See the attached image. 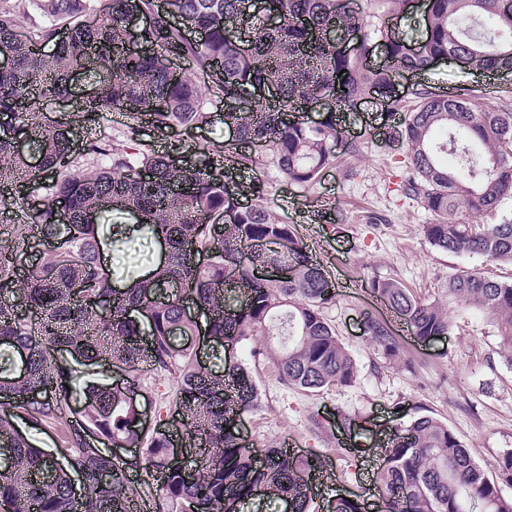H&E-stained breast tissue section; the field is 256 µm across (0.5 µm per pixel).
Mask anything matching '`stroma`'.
<instances>
[{
	"label": "stroma",
	"mask_w": 512,
	"mask_h": 512,
	"mask_svg": "<svg viewBox=\"0 0 512 512\" xmlns=\"http://www.w3.org/2000/svg\"><path fill=\"white\" fill-rule=\"evenodd\" d=\"M410 2L412 8L404 14L394 12L391 0H366L364 8L408 38L426 24L422 0ZM420 80L440 90L475 94L489 107L512 105V76H490L448 62ZM409 106L406 97L395 107L369 99L357 111L340 113L345 135L315 186H285L268 161L254 172L267 186L264 205L292 225L312 260L335 282L336 302L324 315L359 364L353 386L308 392L282 384L269 361H252L253 341L237 347L236 359L250 362L259 390L256 406L243 416L244 435L257 448H276L292 437L302 452L330 460L342 471L351 458V444L357 443L364 450L359 465L371 474L382 462L375 444L337 429L334 416L341 411L369 417L385 433L417 416H436L482 464H496L512 451V367L500 357L486 317L476 308L457 306L447 340L423 346L370 290L372 279L393 278L417 297L437 301L449 275L472 270L512 283V266L439 251L420 235V225L432 215L422 199L402 193L400 185L408 175L404 149L391 134ZM91 138L116 143L139 139L159 152L168 143L152 126L118 112L76 125L75 149ZM37 206L29 190H0V240L15 239L17 226L30 223ZM368 312L392 327L400 360L390 361L373 349L363 329ZM176 390L174 376L147 370L138 378L137 401L154 413L173 405ZM71 419L70 408L64 407L37 426L19 421L18 430L33 446L52 452L65 446Z\"/></svg>",
	"instance_id": "1"
}]
</instances>
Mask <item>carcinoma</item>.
I'll use <instances>...</instances> for the list:
<instances>
[{
    "label": "carcinoma",
    "instance_id": "obj_1",
    "mask_svg": "<svg viewBox=\"0 0 512 512\" xmlns=\"http://www.w3.org/2000/svg\"><path fill=\"white\" fill-rule=\"evenodd\" d=\"M44 19L35 33L18 29L12 9L0 6V179L20 173L37 191L33 225L21 239L53 243L27 276L15 275L17 246L0 243L3 349L27 352L24 367L0 376V509L3 512H135L126 470L113 457L88 448L85 436L117 446L146 445L135 467L158 470L156 489L167 512H238L254 497L312 512V476L324 468L315 455L268 448L257 460L239 435L237 420L255 407L258 391L244 362L216 374L197 364L192 341L204 334L219 348L249 336L269 345L252 357L269 359L286 386L320 391L349 386L358 376L355 357L323 309L336 289L306 253L290 225L262 204L264 184L233 181L268 158L288 185L311 186L342 138L336 109L350 111L372 94L393 103L400 69L424 74L433 61L467 56L474 67L512 73V0H428L425 33L407 42L366 19L346 0H274L272 26L245 6L247 0H28ZM201 39L192 37V34ZM53 45L50 55L41 47ZM384 48L383 61L366 57ZM86 91L83 114L122 112L161 130H187L223 111L235 140L198 147L192 160L181 141L157 153L141 142L91 141L86 162L76 161L70 124L47 125L44 104L69 96L73 79ZM272 87L264 97L257 90ZM344 91L337 107L327 104ZM413 106L394 131L406 148L409 175L403 192L420 196L434 222L420 233L434 248L512 264V219L471 224L512 197V106L484 107L474 95L439 94L418 83ZM319 112L316 126L291 119ZM454 154L458 165L443 157ZM254 197L241 204L239 197ZM155 239L164 261L146 274L117 272L100 264L103 247L122 251ZM289 243L288 252L278 250ZM284 276H259L264 269ZM181 285L207 314L203 324L186 317ZM378 300L421 342L446 336L450 308L470 305L496 330L512 366V283L478 271L448 277L446 303L425 302L394 279H374ZM373 348L398 357L391 327L367 313ZM66 352L91 366L109 359L125 368L134 386L146 367L174 374V412L183 416L182 440L196 469L169 459L173 432L158 424L149 433L125 389L76 387L54 370ZM47 388L52 397L26 394ZM73 411L71 447L48 453L14 428L18 411L51 419L61 402ZM374 477L383 512H512L499 480L512 481V452L492 471L475 461L439 418L421 415L395 428ZM363 501L338 497L332 512H362Z\"/></svg>",
    "mask_w": 512,
    "mask_h": 512
}]
</instances>
